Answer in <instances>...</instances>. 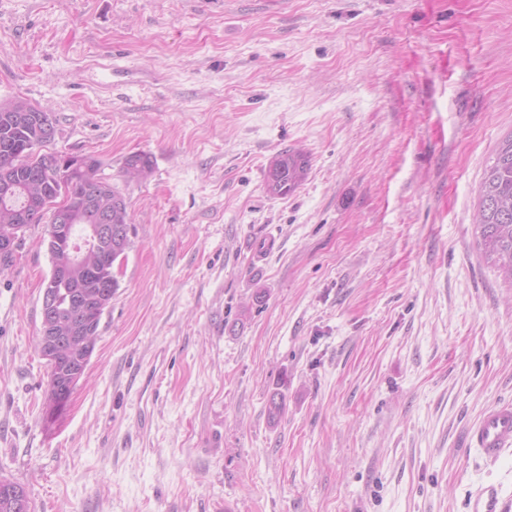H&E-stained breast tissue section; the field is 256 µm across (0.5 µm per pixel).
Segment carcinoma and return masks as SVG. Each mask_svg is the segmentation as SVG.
I'll return each instance as SVG.
<instances>
[{"label": "carcinoma", "instance_id": "1", "mask_svg": "<svg viewBox=\"0 0 512 512\" xmlns=\"http://www.w3.org/2000/svg\"><path fill=\"white\" fill-rule=\"evenodd\" d=\"M55 122L48 112L17 98L0 106V239L19 240L47 215L49 199L65 194L75 224L46 227L43 242L51 259V271L43 294L52 298L46 321L41 323L38 351L49 367L43 418L52 420L68 407L89 365L94 348L80 347L87 333L98 335L104 312L111 306L119 283L115 265L131 245L128 205L123 194L101 174V162L92 155L62 154L37 170L23 161L29 148L47 145L46 127ZM146 153L129 155L122 167L127 180H139L152 169ZM310 158L300 148L274 155L267 166L265 189L272 197H284L307 180ZM112 201V236L103 237L86 257L71 250L70 239L81 224H93L101 206ZM477 249L504 278L512 281V136L498 147L493 163L485 170L478 210L474 216ZM29 497L20 484L0 479V512H19V498Z\"/></svg>", "mask_w": 512, "mask_h": 512}]
</instances>
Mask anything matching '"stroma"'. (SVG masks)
<instances>
[{
	"mask_svg": "<svg viewBox=\"0 0 512 512\" xmlns=\"http://www.w3.org/2000/svg\"><path fill=\"white\" fill-rule=\"evenodd\" d=\"M17 97L133 225L54 422L44 225L0 274V478L34 512H468L489 485L512 512V448L467 440L512 404V283L474 226L512 0H0ZM289 148L308 179L270 197ZM310 158L300 148H292L274 155L267 166L265 189L271 197H284L295 192L307 180ZM153 161L146 153H133L129 155L122 167V176L126 180H139L144 178L152 169Z\"/></svg>",
	"mask_w": 512,
	"mask_h": 512,
	"instance_id": "obj_1",
	"label": "stroma"
}]
</instances>
